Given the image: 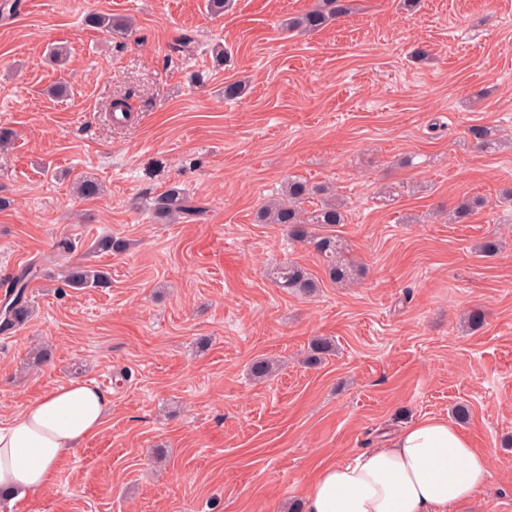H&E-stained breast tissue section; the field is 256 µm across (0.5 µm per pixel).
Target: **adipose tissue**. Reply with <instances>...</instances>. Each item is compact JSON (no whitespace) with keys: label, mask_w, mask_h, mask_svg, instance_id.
Returning <instances> with one entry per match:
<instances>
[{"label":"adipose tissue","mask_w":512,"mask_h":512,"mask_svg":"<svg viewBox=\"0 0 512 512\" xmlns=\"http://www.w3.org/2000/svg\"><path fill=\"white\" fill-rule=\"evenodd\" d=\"M111 398L91 382L36 397L0 427V496L17 500L52 485L61 462L97 434ZM489 476L487 457L442 417L416 420L352 460L323 467L305 512H457Z\"/></svg>","instance_id":"obj_1"}]
</instances>
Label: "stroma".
Wrapping results in <instances>:
<instances>
[{"label":"stroma","mask_w":512,"mask_h":512,"mask_svg":"<svg viewBox=\"0 0 512 512\" xmlns=\"http://www.w3.org/2000/svg\"><path fill=\"white\" fill-rule=\"evenodd\" d=\"M318 0H19L0 11V279L37 264L32 318L0 334V426L73 380L105 381L102 429L43 493L0 512H286L324 465L381 445L410 421L450 417L490 462L463 512H512V0H353L299 34L286 19ZM126 17L123 36L88 26ZM192 33L191 52L171 50ZM70 50L67 70L49 44ZM223 44L216 61L211 48ZM247 92L224 97L225 85ZM66 83L63 97L50 89ZM129 120L109 116L114 99ZM493 127L475 148L468 129ZM102 186L83 198L77 178ZM346 204L336 234L356 270L332 282L312 248L258 209L288 178ZM185 189L206 209L165 224L154 197ZM487 199L467 223L447 213ZM111 285L74 293L52 245ZM130 244L90 254L94 239ZM498 238L499 253L477 244ZM294 260L319 283L279 288ZM485 314L468 330L466 312ZM335 352L305 359L313 338ZM47 350V363H31ZM279 370L254 381L251 361Z\"/></svg>","instance_id":"obj_1"}]
</instances>
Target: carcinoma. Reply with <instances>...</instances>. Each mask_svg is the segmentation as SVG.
<instances>
[{"label": "carcinoma", "mask_w": 512, "mask_h": 512, "mask_svg": "<svg viewBox=\"0 0 512 512\" xmlns=\"http://www.w3.org/2000/svg\"><path fill=\"white\" fill-rule=\"evenodd\" d=\"M351 10V0H321V4L304 15L288 20L286 29L317 31L329 22L346 15ZM87 22L97 28L108 31L127 30L130 22L114 18L107 14H92ZM469 136L478 148H486L494 143V131L485 125H474L468 129ZM322 189L311 186L300 179H291L285 187L283 197L270 202L257 213L262 224H280L286 228L288 239L312 247L326 265L329 278L337 283L349 282L353 269L341 256L343 244L330 232L321 233L319 229L330 228L345 223L343 204L336 198H325L320 207L306 211L301 204L312 195H319ZM485 201L481 197L463 200L455 209L454 222H465L475 211L482 208ZM205 208L176 188H171L153 200V213L166 222L180 219L193 221L201 216ZM127 240L116 236L97 239L92 248L101 253H123L128 250ZM32 274V267L15 271L4 278L7 291L0 305V332L8 331L28 322L32 308L26 301V291ZM275 280L279 287L290 289L302 295L312 294L318 288L317 281L300 265L288 261L275 271ZM61 284L73 291L89 288H107L110 279L107 274L92 266L69 262L61 271ZM276 370L275 363L266 358L254 360L249 368L251 377L257 381L271 377Z\"/></svg>", "instance_id": "carcinoma-1"}]
</instances>
